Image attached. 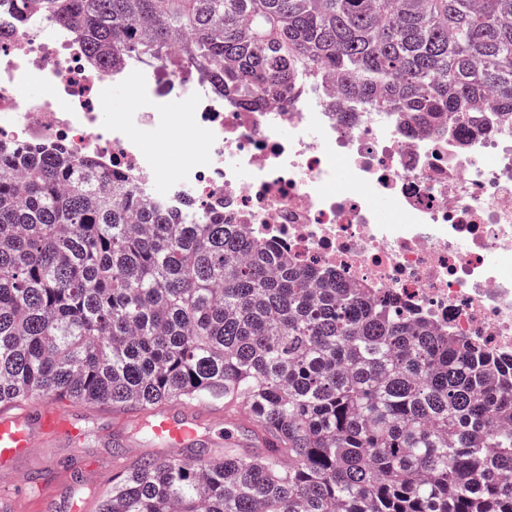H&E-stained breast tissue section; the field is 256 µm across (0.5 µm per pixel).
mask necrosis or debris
<instances>
[{
  "label": "necrosis or debris",
  "mask_w": 512,
  "mask_h": 512,
  "mask_svg": "<svg viewBox=\"0 0 512 512\" xmlns=\"http://www.w3.org/2000/svg\"><path fill=\"white\" fill-rule=\"evenodd\" d=\"M116 84L133 105L107 124ZM172 97L201 147L164 172L143 138L165 144ZM0 136L66 144L169 209L223 213L295 263L512 356V127L497 119L459 132L411 127L396 112L332 105L323 82L252 109L188 67L97 66L33 0H0Z\"/></svg>",
  "instance_id": "1"
}]
</instances>
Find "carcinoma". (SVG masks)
Listing matches in <instances>:
<instances>
[{"label": "carcinoma", "instance_id": "carcinoma-1", "mask_svg": "<svg viewBox=\"0 0 512 512\" xmlns=\"http://www.w3.org/2000/svg\"><path fill=\"white\" fill-rule=\"evenodd\" d=\"M108 66L253 108L323 74L412 124L512 123V0H40ZM249 411L276 448L141 458L99 512H512V360L239 224L183 223L63 145L0 138V400Z\"/></svg>", "mask_w": 512, "mask_h": 512}]
</instances>
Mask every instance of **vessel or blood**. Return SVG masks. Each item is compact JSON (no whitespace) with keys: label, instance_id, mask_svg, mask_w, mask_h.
Segmentation results:
<instances>
[{"label":"vessel or blood","instance_id":"b4317fda","mask_svg":"<svg viewBox=\"0 0 512 512\" xmlns=\"http://www.w3.org/2000/svg\"><path fill=\"white\" fill-rule=\"evenodd\" d=\"M141 422L147 426V433L130 431L122 441L124 447L140 446L148 438L162 447L164 458L187 461L194 447H243L239 431L249 424L250 417L242 412L226 416L203 403L179 401L161 405L143 416ZM87 438V427L51 399L39 400L33 407L15 401L10 409L0 412V473L12 477L9 484L0 487V512H43L47 507L52 512H80V495L59 501L46 486L27 492L19 466L39 456L43 449L70 447L76 451L85 473L93 477L95 487L110 486L120 465L114 461L105 467L96 456L86 454Z\"/></svg>","mask_w":512,"mask_h":512}]
</instances>
